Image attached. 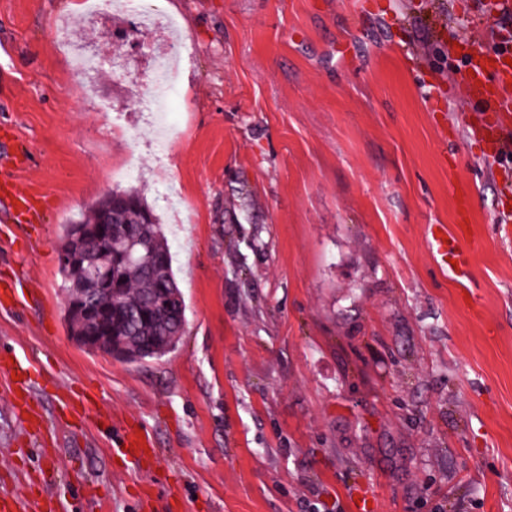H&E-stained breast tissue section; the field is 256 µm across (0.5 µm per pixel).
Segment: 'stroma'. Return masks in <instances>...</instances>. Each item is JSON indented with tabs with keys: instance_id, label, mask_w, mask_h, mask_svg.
Wrapping results in <instances>:
<instances>
[{
	"instance_id": "stroma-1",
	"label": "stroma",
	"mask_w": 512,
	"mask_h": 512,
	"mask_svg": "<svg viewBox=\"0 0 512 512\" xmlns=\"http://www.w3.org/2000/svg\"><path fill=\"white\" fill-rule=\"evenodd\" d=\"M144 5L152 23L0 0V181L41 201L0 222V284L27 283L0 305V358L29 366L43 419L0 374V488L46 512H350L358 487L379 512H512V161H484L451 77L453 41L483 35L466 0ZM166 26L181 99L160 159L126 79L77 87L68 37L145 76ZM461 182L464 279L428 247ZM131 188L166 225L164 190L188 204L185 333L132 363L73 339L59 261L68 225ZM128 425L160 457L120 459Z\"/></svg>"
}]
</instances>
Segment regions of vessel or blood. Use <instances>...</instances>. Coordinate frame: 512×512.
Masks as SVG:
<instances>
[{"mask_svg": "<svg viewBox=\"0 0 512 512\" xmlns=\"http://www.w3.org/2000/svg\"><path fill=\"white\" fill-rule=\"evenodd\" d=\"M468 8L485 26L486 37L460 40L463 67L459 83L470 100L485 106L479 117L484 153L496 158L512 144V0H469ZM0 206L8 215V223L27 224L34 218L31 196L20 192L15 183H0ZM430 250L440 265L462 274L465 258L449 242L445 225H431ZM121 445L131 448L136 459L157 453L154 441L135 429L126 431Z\"/></svg>", "mask_w": 512, "mask_h": 512, "instance_id": "vessel-or-blood-1", "label": "vessel or blood"}]
</instances>
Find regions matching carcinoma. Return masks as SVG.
Masks as SVG:
<instances>
[{
	"mask_svg": "<svg viewBox=\"0 0 512 512\" xmlns=\"http://www.w3.org/2000/svg\"><path fill=\"white\" fill-rule=\"evenodd\" d=\"M112 218V245L99 250L81 237ZM64 288H86L95 273L112 276L115 315L108 331L75 305L66 308L72 335H100V349L130 362L160 359L178 344L186 305L172 267L169 240L154 208L136 190H113L67 228L60 246Z\"/></svg>",
	"mask_w": 512,
	"mask_h": 512,
	"instance_id": "cac0c4a2",
	"label": "carcinoma"
}]
</instances>
